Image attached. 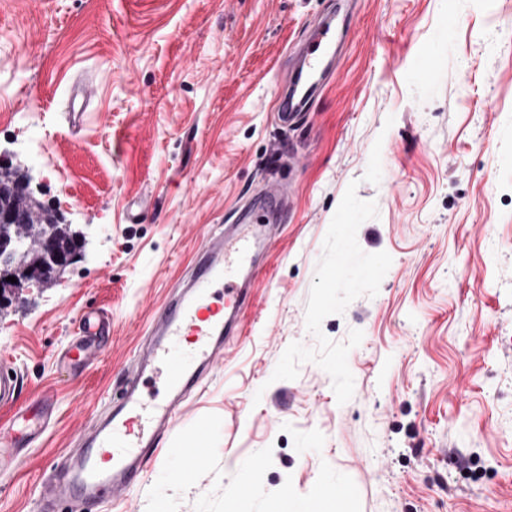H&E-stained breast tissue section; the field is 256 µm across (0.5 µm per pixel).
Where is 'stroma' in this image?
I'll return each mask as SVG.
<instances>
[{
  "label": "stroma",
  "instance_id": "1",
  "mask_svg": "<svg viewBox=\"0 0 512 512\" xmlns=\"http://www.w3.org/2000/svg\"><path fill=\"white\" fill-rule=\"evenodd\" d=\"M331 2L0 0V158L86 251L0 306L19 405L50 390L58 409L0 476V512H37L50 459L93 422L85 396L113 391L269 178L294 203L270 214L243 339L143 483L82 512H332L334 490L342 512H512V0H358L335 78L284 131L289 54ZM84 308L112 335L68 376L53 357ZM202 427L206 466L171 479Z\"/></svg>",
  "mask_w": 512,
  "mask_h": 512
}]
</instances>
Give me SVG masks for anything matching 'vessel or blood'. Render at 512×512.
<instances>
[{
    "instance_id": "obj_1",
    "label": "vessel or blood",
    "mask_w": 512,
    "mask_h": 512,
    "mask_svg": "<svg viewBox=\"0 0 512 512\" xmlns=\"http://www.w3.org/2000/svg\"><path fill=\"white\" fill-rule=\"evenodd\" d=\"M336 61V32L320 24L299 51L291 76L277 91V117L290 127L318 90L317 77L332 73ZM273 225L251 215L224 236L203 247L186 292L171 296L152 318V337L137 349L131 369L117 394L105 403L92 428L80 434V448L57 462L39 512H62L71 500L102 503L120 499L141 485L147 459L159 441L175 426L184 398L198 387L203 370L221 355L222 344L241 339L248 291L261 273L259 253L271 243ZM112 323L95 310L80 317L74 339L54 357L68 373H83L101 353L102 339ZM160 373L168 388L156 402L141 398L139 383L146 370ZM20 378L13 362L0 356V408L10 409L0 423V474L13 473L32 446L56 418L53 395H44L46 410L30 413L17 404ZM182 465L175 479H185L207 462L204 449L181 452Z\"/></svg>"
}]
</instances>
